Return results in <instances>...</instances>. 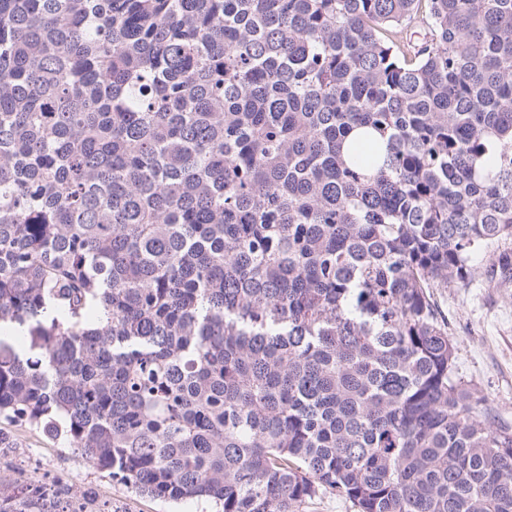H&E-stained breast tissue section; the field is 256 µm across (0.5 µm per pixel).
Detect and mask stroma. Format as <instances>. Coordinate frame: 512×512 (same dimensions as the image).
Segmentation results:
<instances>
[{
  "label": "stroma",
  "mask_w": 512,
  "mask_h": 512,
  "mask_svg": "<svg viewBox=\"0 0 512 512\" xmlns=\"http://www.w3.org/2000/svg\"><path fill=\"white\" fill-rule=\"evenodd\" d=\"M435 298L448 316L455 364L492 409L494 422L512 427V289L480 279L438 289ZM17 445L0 448V495L16 496L30 484L60 488L72 507L87 512H217L215 503L191 499L164 502L90 465L62 440L26 424L9 423Z\"/></svg>",
  "instance_id": "1"
}]
</instances>
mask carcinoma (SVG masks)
<instances>
[{"mask_svg": "<svg viewBox=\"0 0 512 512\" xmlns=\"http://www.w3.org/2000/svg\"><path fill=\"white\" fill-rule=\"evenodd\" d=\"M508 241L512 0H0V422L141 493L512 512ZM448 315L457 371L492 409L495 425L512 428V288H491L478 278L439 288Z\"/></svg>", "mask_w": 512, "mask_h": 512, "instance_id": "1", "label": "carcinoma"}]
</instances>
